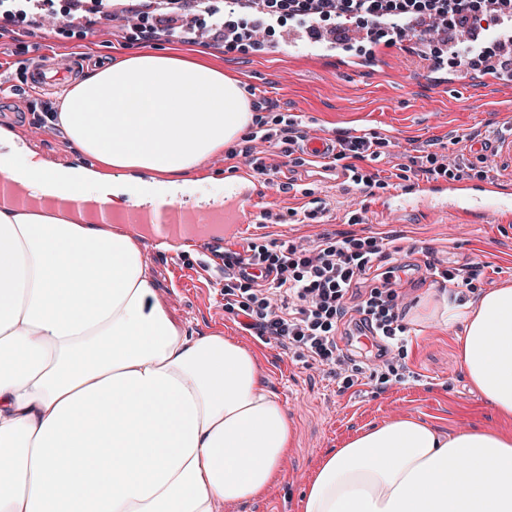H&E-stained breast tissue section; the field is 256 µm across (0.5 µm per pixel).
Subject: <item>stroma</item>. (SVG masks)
I'll return each mask as SVG.
<instances>
[{
  "label": "stroma",
  "instance_id": "obj_1",
  "mask_svg": "<svg viewBox=\"0 0 512 512\" xmlns=\"http://www.w3.org/2000/svg\"><path fill=\"white\" fill-rule=\"evenodd\" d=\"M37 0L26 19L0 15V87L22 94L23 111L0 97V128L9 129L25 153L47 168H68L83 158L53 115L59 93L29 87L38 54L79 61L80 72L117 60L119 49L140 46L141 27L159 23L152 46L200 50L209 63L246 89L257 120L254 128L270 134L267 142L242 135L230 149L204 159L193 174L192 194L216 195L242 167L269 169V196L255 218L248 240H228L225 250L248 244L270 249L324 235L391 243L387 267L393 268L403 296L404 342L394 354L395 370L381 374L365 363L352 387H345L330 366L307 367L275 340L255 336L224 308V269L218 258L187 249L175 256L144 255L155 301L189 335L221 332L256 350L268 388L285 406L295 429L284 477L262 497L224 504L221 512H301L302 492L318 460L341 447L358 430L399 417H416L452 432L478 426L512 432L472 393L461 366L454 330L419 315L422 297L445 294L463 303L479 289L512 282V211L486 224H467L455 216L422 219L382 211L377 203L394 191L434 179L480 180L503 176L506 168L472 156L470 138H488L503 113L512 111V82L481 89L484 70L462 72L448 52V35L432 37L424 50L389 43L386 38L353 45L345 58L290 39L297 27L283 21L257 33L254 51L225 43L211 30L207 10L224 0ZM303 135L318 132L337 139L366 141L365 158L334 155L332 166L346 170L333 185L314 180L301 142L279 143L287 121ZM434 266L431 276L426 266ZM480 266V275L456 288L443 270Z\"/></svg>",
  "mask_w": 512,
  "mask_h": 512
}]
</instances>
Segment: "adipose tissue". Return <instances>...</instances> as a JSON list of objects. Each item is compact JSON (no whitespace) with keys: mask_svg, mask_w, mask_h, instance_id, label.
<instances>
[{"mask_svg":"<svg viewBox=\"0 0 512 512\" xmlns=\"http://www.w3.org/2000/svg\"><path fill=\"white\" fill-rule=\"evenodd\" d=\"M85 165L47 169L0 129V173L32 203L0 207V512H219L266 494L293 443L259 355L187 335L153 301L141 251L59 200L175 201L255 116L201 53L143 48L61 92ZM431 315L461 325L469 384L512 417V284ZM302 512H512V435L401 417L323 457Z\"/></svg>","mask_w":512,"mask_h":512,"instance_id":"1","label":"adipose tissue"}]
</instances>
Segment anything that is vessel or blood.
Wrapping results in <instances>:
<instances>
[{
    "label": "vessel or blood",
    "instance_id": "b4317fda",
    "mask_svg": "<svg viewBox=\"0 0 512 512\" xmlns=\"http://www.w3.org/2000/svg\"><path fill=\"white\" fill-rule=\"evenodd\" d=\"M69 73V68L56 66L44 57L34 65L31 80L36 84L45 83L50 78L61 81ZM504 122L506 134L492 140H481L474 143L473 148L497 163L512 166V117H505ZM302 150L307 158L321 163L324 173L333 176L335 182L344 180V172L328 164L330 156L336 152L334 135L309 136L304 140ZM268 194L267 180L247 169L226 195L223 218H216L212 211L206 209L187 213L180 205L168 203L160 211L133 208L115 216L114 221L132 226L146 225L148 240L155 250H162L166 245L192 242L198 250L213 255L223 248L225 240L244 236ZM380 206L392 214L409 212L430 219L449 210L466 222L482 224L505 208L506 202L502 180L492 175L478 184L466 180L449 184L426 181L418 184L413 193H393L381 200Z\"/></svg>",
    "mask_w": 512,
    "mask_h": 512
}]
</instances>
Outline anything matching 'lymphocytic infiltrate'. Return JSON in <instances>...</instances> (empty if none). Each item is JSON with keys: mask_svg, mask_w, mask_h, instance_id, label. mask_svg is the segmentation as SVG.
<instances>
[{"mask_svg": "<svg viewBox=\"0 0 512 512\" xmlns=\"http://www.w3.org/2000/svg\"><path fill=\"white\" fill-rule=\"evenodd\" d=\"M262 20L289 17L305 23L331 16L367 19L401 39L407 24L429 18L468 30L472 38L485 31L512 32V0H262ZM388 255L384 240L362 242L329 235L271 250L253 246L245 255L224 259V295L228 310L247 319L256 335L286 343L317 364L349 372L351 360L336 341L350 312L355 326L370 333L382 361L398 347L399 295L390 277L362 294L359 285L378 271Z\"/></svg>", "mask_w": 512, "mask_h": 512, "instance_id": "f902f5d3", "label": "lymphocytic infiltrate"}]
</instances>
